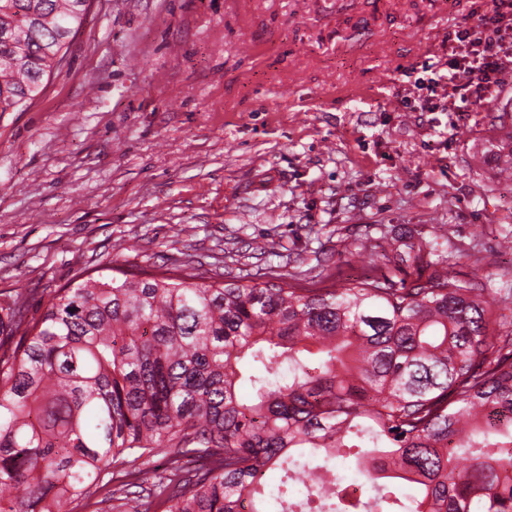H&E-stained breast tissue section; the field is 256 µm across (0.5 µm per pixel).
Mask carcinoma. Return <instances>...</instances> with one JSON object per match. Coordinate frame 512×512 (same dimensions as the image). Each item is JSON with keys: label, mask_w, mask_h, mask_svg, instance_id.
Instances as JSON below:
<instances>
[{"label": "carcinoma", "mask_w": 512, "mask_h": 512, "mask_svg": "<svg viewBox=\"0 0 512 512\" xmlns=\"http://www.w3.org/2000/svg\"><path fill=\"white\" fill-rule=\"evenodd\" d=\"M86 2L0 0V113L43 91ZM433 256L402 237L322 288L83 269L31 318L1 296L0 512H288L289 484L315 512H512V315ZM351 457L356 503L328 467Z\"/></svg>", "instance_id": "carcinoma-1"}]
</instances>
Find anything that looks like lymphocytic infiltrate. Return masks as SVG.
<instances>
[{
	"instance_id": "1",
	"label": "lymphocytic infiltrate",
	"mask_w": 512,
	"mask_h": 512,
	"mask_svg": "<svg viewBox=\"0 0 512 512\" xmlns=\"http://www.w3.org/2000/svg\"><path fill=\"white\" fill-rule=\"evenodd\" d=\"M470 25L448 34L445 79L416 81L420 112H472L512 70V0L473 10Z\"/></svg>"
}]
</instances>
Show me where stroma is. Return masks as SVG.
Here are the masks:
<instances>
[{"label":"stroma","mask_w":512,"mask_h":512,"mask_svg":"<svg viewBox=\"0 0 512 512\" xmlns=\"http://www.w3.org/2000/svg\"><path fill=\"white\" fill-rule=\"evenodd\" d=\"M486 0H92L44 91L0 114V293L82 268L311 288L434 235L512 287V73L458 116L406 98Z\"/></svg>","instance_id":"1"}]
</instances>
